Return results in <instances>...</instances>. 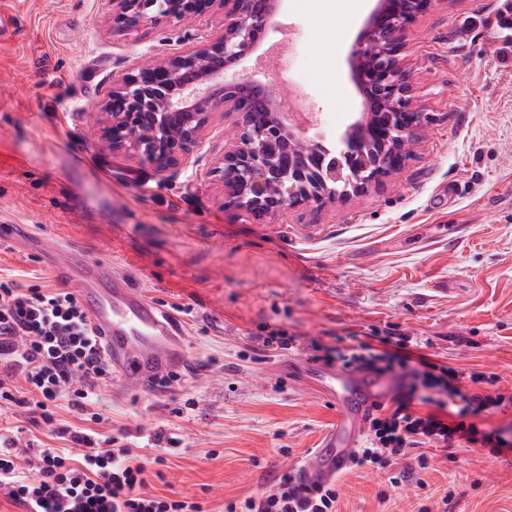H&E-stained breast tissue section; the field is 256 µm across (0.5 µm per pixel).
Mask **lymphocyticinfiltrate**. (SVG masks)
I'll return each instance as SVG.
<instances>
[{
	"label": "lymphocytic infiltrate",
	"instance_id": "obj_1",
	"mask_svg": "<svg viewBox=\"0 0 512 512\" xmlns=\"http://www.w3.org/2000/svg\"><path fill=\"white\" fill-rule=\"evenodd\" d=\"M334 360L345 369L395 370L402 379L399 394L370 416L351 466L385 468L416 448L477 445L496 457L512 451V437L482 426L486 416L512 406V393L488 388L484 373L439 364L404 338L381 349L352 336L336 346ZM111 376L76 294L27 288L0 274V401L38 414L70 442L28 456L18 451L17 437L1 434L0 493L26 512H204L200 502L149 492L146 472L165 465L164 454L144 459L135 451L139 437L99 432L105 417L94 406ZM63 407L77 425L56 426ZM339 497L336 481H313L292 469L269 490L227 504L226 512H337Z\"/></svg>",
	"mask_w": 512,
	"mask_h": 512
}]
</instances>
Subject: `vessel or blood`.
<instances>
[{
	"instance_id": "vessel-or-blood-1",
	"label": "vessel or blood",
	"mask_w": 512,
	"mask_h": 512,
	"mask_svg": "<svg viewBox=\"0 0 512 512\" xmlns=\"http://www.w3.org/2000/svg\"><path fill=\"white\" fill-rule=\"evenodd\" d=\"M59 273L77 285L88 319L103 338L114 380L145 386L182 368L184 333L124 276L98 259L74 255L60 262ZM277 369L335 407L336 419L305 473L319 481L336 478L360 447L369 414L396 394V380L291 359L278 363Z\"/></svg>"
}]
</instances>
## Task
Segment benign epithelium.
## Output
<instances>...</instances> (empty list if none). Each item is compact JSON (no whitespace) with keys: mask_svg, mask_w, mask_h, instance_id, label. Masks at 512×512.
<instances>
[{"mask_svg":"<svg viewBox=\"0 0 512 512\" xmlns=\"http://www.w3.org/2000/svg\"><path fill=\"white\" fill-rule=\"evenodd\" d=\"M432 2L376 0L349 58L362 112L333 152L296 130L274 85L236 76L263 42L277 0H112V24L122 30L219 11L224 30L124 72L99 105L100 139L114 152L148 158L160 172L176 171L201 146L214 113L234 112V142L216 167L224 205L264 221L365 194L401 170L400 153L429 120L413 106L401 55L407 31Z\"/></svg>","mask_w":512,"mask_h":512,"instance_id":"1","label":"benign epithelium"}]
</instances>
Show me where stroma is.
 <instances>
[{"label": "stroma", "mask_w": 512, "mask_h": 512, "mask_svg": "<svg viewBox=\"0 0 512 512\" xmlns=\"http://www.w3.org/2000/svg\"><path fill=\"white\" fill-rule=\"evenodd\" d=\"M282 0L311 134L334 147L361 110L348 52L374 6ZM512 0H435L410 27L404 65L428 113L401 172L369 194L273 222L224 205L215 173L236 117L215 113L176 173L112 152L98 106L130 65L220 33L224 17L121 31L112 0H0V271L61 288L42 245L112 265L167 312L191 308L184 375L168 391L101 386L104 429L179 440L160 496L224 512L304 467L331 426L329 404L277 374L271 333L296 358L337 337L425 340L437 359L512 388ZM461 184V196L448 187ZM94 208L83 209V199ZM182 415H175V408ZM402 486L357 469L338 512H512V456L478 446L398 461Z\"/></svg>", "instance_id": "stroma-1"}]
</instances>
